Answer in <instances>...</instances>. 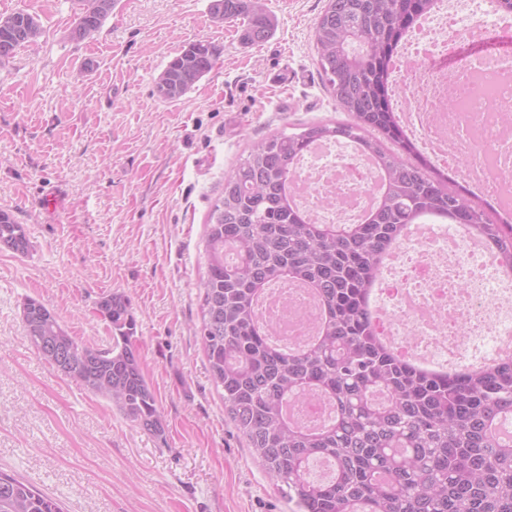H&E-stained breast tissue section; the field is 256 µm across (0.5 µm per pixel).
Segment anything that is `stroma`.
<instances>
[{
  "label": "stroma",
  "mask_w": 512,
  "mask_h": 512,
  "mask_svg": "<svg viewBox=\"0 0 512 512\" xmlns=\"http://www.w3.org/2000/svg\"><path fill=\"white\" fill-rule=\"evenodd\" d=\"M210 2L122 0L77 40L76 0H0V17L25 11L43 28L0 59V210L30 242L23 255L0 250V471L64 512H296L210 380L198 337L202 237L249 143L349 115L313 46L325 0H266L275 31L258 45L214 21ZM198 40L215 46L216 66L182 98L159 99V74ZM113 293L136 322L133 346L167 424L159 439L25 336L30 297L77 341L108 348L98 303Z\"/></svg>",
  "instance_id": "1"
}]
</instances>
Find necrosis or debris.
Masks as SVG:
<instances>
[{
  "instance_id": "obj_1",
  "label": "necrosis or debris",
  "mask_w": 512,
  "mask_h": 512,
  "mask_svg": "<svg viewBox=\"0 0 512 512\" xmlns=\"http://www.w3.org/2000/svg\"><path fill=\"white\" fill-rule=\"evenodd\" d=\"M458 16L451 0H436L415 28L420 49H397L396 118L432 165L489 196L511 219L512 53L452 56L447 36ZM293 179L299 205L321 224L358 223L377 188L365 155L336 142L304 155ZM385 270L376 325L402 355L467 366L501 356L512 341V277L464 226L418 225ZM318 314L314 297L293 282H273L257 306L260 321L276 324L277 341L295 348L314 335Z\"/></svg>"
}]
</instances>
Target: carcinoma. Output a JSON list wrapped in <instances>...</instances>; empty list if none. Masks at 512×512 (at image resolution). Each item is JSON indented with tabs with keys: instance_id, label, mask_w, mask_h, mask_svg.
<instances>
[{
	"instance_id": "carcinoma-1",
	"label": "carcinoma",
	"mask_w": 512,
	"mask_h": 512,
	"mask_svg": "<svg viewBox=\"0 0 512 512\" xmlns=\"http://www.w3.org/2000/svg\"><path fill=\"white\" fill-rule=\"evenodd\" d=\"M82 3L72 36L84 39L112 14L114 0ZM435 0H326L313 32L318 64L350 121L314 122L250 143L224 178L205 234L200 341L228 418L270 478L300 512H512V356L480 371L423 370L375 334L366 305L385 257L407 225L430 217L474 231L512 271V225L491 220L463 185L420 156L392 107V58ZM219 20H244L243 39L266 42L275 30L265 0H215ZM39 20L23 11L0 17V58L36 39ZM217 60L207 41L174 56L157 95L181 98L189 74ZM347 139L376 161L385 182L358 224H316L295 201V162L318 142ZM25 254L23 225L0 210V249ZM298 281L320 305L317 335L285 350L255 317L269 283ZM112 329L106 349L82 344L34 298L23 303L25 336L62 373L112 402L149 434H165L164 415L132 339L136 324L118 294L99 302ZM320 394L331 416L308 428L288 405ZM330 464L325 482L309 478L311 459ZM0 512H62L57 500L0 472Z\"/></svg>"
}]
</instances>
